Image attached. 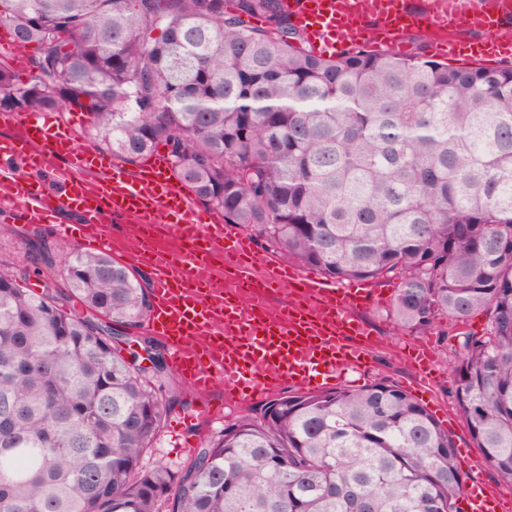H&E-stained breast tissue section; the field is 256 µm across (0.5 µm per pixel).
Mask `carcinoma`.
<instances>
[{"instance_id": "1", "label": "carcinoma", "mask_w": 512, "mask_h": 512, "mask_svg": "<svg viewBox=\"0 0 512 512\" xmlns=\"http://www.w3.org/2000/svg\"><path fill=\"white\" fill-rule=\"evenodd\" d=\"M21 80L0 111L79 112L123 163L167 150L195 198L334 281L393 277L390 319L459 333L456 411L512 486V64L306 47L284 0H0ZM96 316L0 265V512H456L466 474L433 415L386 379L284 392L194 462L149 463L175 388L112 348L151 299L127 266L28 242Z\"/></svg>"}]
</instances>
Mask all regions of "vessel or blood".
Wrapping results in <instances>:
<instances>
[{
	"instance_id": "b4317fda",
	"label": "vessel or blood",
	"mask_w": 512,
	"mask_h": 512,
	"mask_svg": "<svg viewBox=\"0 0 512 512\" xmlns=\"http://www.w3.org/2000/svg\"><path fill=\"white\" fill-rule=\"evenodd\" d=\"M307 34L314 54L349 45L378 44L406 50L402 35L415 25L438 31L432 48L470 63L512 61V38L497 36L512 0H430L419 14L404 0H285ZM491 33V40L461 44L449 32L458 23ZM0 206L29 222L56 225L59 235L83 248L115 253L147 268L151 278L150 330L169 343L176 375L202 402L190 415L202 423L221 414L206 400L223 386L226 402L245 405L284 386L329 384L341 371L366 365L361 338L371 328L352 311L380 301L382 284L330 283L299 268L258 263L251 241L218 215L202 219L193 198L176 186L164 156L133 173L110 156L78 146L70 127L57 128L39 114L0 113ZM53 177L61 196L45 192ZM77 213V225L60 223L59 211ZM131 223L133 246L118 244L116 224ZM289 290L287 304L271 309V294ZM497 491L472 483L462 493L465 512H495Z\"/></svg>"
}]
</instances>
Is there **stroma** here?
Instances as JSON below:
<instances>
[{
    "mask_svg": "<svg viewBox=\"0 0 512 512\" xmlns=\"http://www.w3.org/2000/svg\"><path fill=\"white\" fill-rule=\"evenodd\" d=\"M1 224L10 226L12 232L0 240V255L6 256L15 264L29 265L30 260L25 242L33 229L32 224L27 223L23 217L10 210L0 207ZM390 305V300L386 299L369 307L360 306L355 309V317L366 322L371 328L375 344L371 350L367 368L361 373H349L348 384L359 386L385 377L398 383L412 396H424L428 410L445 429H448L456 446L463 448L464 454L458 458L457 463L469 481L482 482L497 489L499 493H508L512 489L501 484L494 470L483 461L473 444L466 425L455 410L452 391L455 380L457 338L449 337L448 354H435L430 380L424 383L420 382L408 356L409 348L412 343L416 342L417 337L407 330L393 326L388 318ZM210 399L213 404L222 405L221 417L200 426L181 427V419L190 412L197 399L187 385H180L177 397L168 409L164 428L152 452V462L179 468L190 466L194 456L182 451V442L194 444L198 439L217 435L224 426L234 422L239 416L257 413L261 407L260 401L257 400L244 406L225 404L224 389L220 386L211 393Z\"/></svg>",
    "mask_w": 512,
    "mask_h": 512,
    "instance_id": "1",
    "label": "stroma"
}]
</instances>
